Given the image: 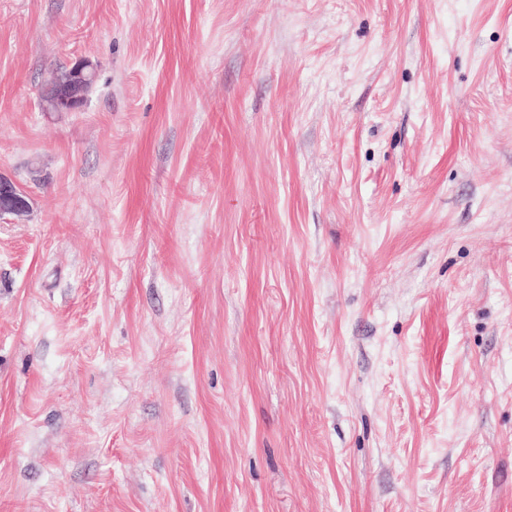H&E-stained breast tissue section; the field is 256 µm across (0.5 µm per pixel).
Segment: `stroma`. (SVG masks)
Instances as JSON below:
<instances>
[{"mask_svg":"<svg viewBox=\"0 0 512 512\" xmlns=\"http://www.w3.org/2000/svg\"><path fill=\"white\" fill-rule=\"evenodd\" d=\"M0 175V512H512V0H0ZM68 69L51 74L50 81L60 78L48 84L42 92L45 112H78L86 104L84 88L95 80L94 65L89 60L77 59ZM29 210L28 195L10 179L0 177V215L21 216Z\"/></svg>","mask_w":512,"mask_h":512,"instance_id":"1","label":"stroma"}]
</instances>
